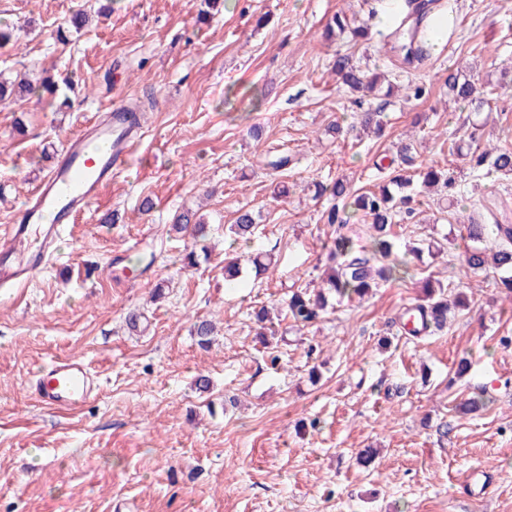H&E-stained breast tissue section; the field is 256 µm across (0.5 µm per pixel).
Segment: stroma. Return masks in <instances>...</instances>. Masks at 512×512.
<instances>
[{
	"label": "stroma",
	"instance_id": "1",
	"mask_svg": "<svg viewBox=\"0 0 512 512\" xmlns=\"http://www.w3.org/2000/svg\"><path fill=\"white\" fill-rule=\"evenodd\" d=\"M380 0H0L14 38L0 74L51 72L71 104L0 105V229L48 174L67 139L106 107L152 103L129 167L113 178L31 282L0 288V512H512V300L494 270L463 267L460 221L491 200L512 224V179L470 165V109L450 100V72L500 85L480 144L512 147V0H454L448 34L404 62ZM87 11L80 32L72 15ZM369 23L363 39L327 37L338 12ZM387 73L391 96L352 103L331 71L337 53ZM421 84V98L406 87ZM381 110L380 134L328 133ZM24 122L25 133L15 125ZM412 146L411 166L437 164L452 188L421 193L400 243L445 250L412 260L410 278L362 301L335 303L298 328L281 308L317 285L330 196L316 184L349 178L372 191L375 162ZM288 156L286 169L268 161ZM288 197L274 195L276 186ZM153 204L141 212L143 200ZM194 209L207 254L172 216ZM241 209L258 216L254 246L276 259L261 280L224 283L225 234ZM116 223H109V216ZM433 278L465 294L444 331L405 335L399 316ZM277 308L263 347L254 308ZM139 317L130 328V314ZM217 332L200 348L193 325ZM278 364H271V356ZM85 359L97 382L86 406L35 399L40 367ZM467 372H459L460 361ZM318 383H310V370ZM208 389H197L198 376ZM483 398L477 413L460 403ZM379 456L365 467L361 450ZM488 464L501 479L484 503L460 485Z\"/></svg>",
	"mask_w": 512,
	"mask_h": 512
}]
</instances>
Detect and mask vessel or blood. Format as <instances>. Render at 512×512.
<instances>
[{
    "instance_id": "1",
    "label": "vessel or blood",
    "mask_w": 512,
    "mask_h": 512,
    "mask_svg": "<svg viewBox=\"0 0 512 512\" xmlns=\"http://www.w3.org/2000/svg\"><path fill=\"white\" fill-rule=\"evenodd\" d=\"M138 140L123 105L96 116L68 140L14 224L0 234L1 287L28 282L44 268L64 226L75 222L113 175L128 167ZM36 392L42 406L71 410L94 397L96 382L82 359L64 357L40 369ZM497 477L494 468L477 467L464 475L462 485L485 499L492 494Z\"/></svg>"
}]
</instances>
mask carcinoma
<instances>
[{"label": "carcinoma", "mask_w": 512, "mask_h": 512, "mask_svg": "<svg viewBox=\"0 0 512 512\" xmlns=\"http://www.w3.org/2000/svg\"><path fill=\"white\" fill-rule=\"evenodd\" d=\"M395 36L401 41V47L406 51V57L421 59L430 46L425 44L426 30L415 26L404 32H397ZM332 70L339 78L346 92L350 94L378 90L381 75L368 76L349 54H336ZM448 88V97L463 102L480 112L490 105L497 97L498 87L486 86L478 89L465 75L448 74L445 81ZM58 91L56 82L50 78H43L39 85L33 86L28 82L12 83L0 80V103L17 97L37 96L44 94L51 96ZM475 166H487L490 170L504 176L512 177V149L493 146L484 148L474 156ZM419 178L425 187H434L438 184L445 188L452 186L451 176L440 167L429 165L420 170ZM413 184L410 175L398 173L390 182L382 185L379 191L357 192L352 182L347 178H338L329 185H316L315 194L318 196L328 194L338 201L323 214L325 223L338 225L342 229L346 226V215L352 209L360 212L370 221L366 225L367 245L358 249L354 238L339 232L333 240L325 245L328 251V267L321 278L318 289H298L286 302L288 316L298 326L308 328L314 326L326 312L329 300L333 297L338 300L353 297L360 299L373 293L381 284L402 280L410 270L409 255H419L424 251H432L433 244L419 243L399 253L397 236L393 227L400 221L413 216ZM257 216L249 210H240L233 224L229 225V232L235 240L245 246H250L257 231ZM466 238L472 242L463 254V264L470 270L479 271L488 265L501 273V287L512 297V224H479L474 220L463 225ZM172 230L178 233L189 232L198 238L205 235L206 224L196 213L184 210L174 219ZM494 237L496 250L487 254L480 247L488 237ZM247 260L254 268L255 276L266 273L271 262L272 253L258 251L242 258L237 256L224 267V281L232 283L242 272L241 261ZM424 291L423 302L417 304L407 315V331L417 335L421 330L434 329L442 331L448 327V312L464 306L462 293L455 294L448 299V287L439 282L432 283L426 279L422 285ZM194 335L198 337V344L206 347L211 343L213 325L208 320H202L193 327Z\"/></svg>", "instance_id": "1"}]
</instances>
